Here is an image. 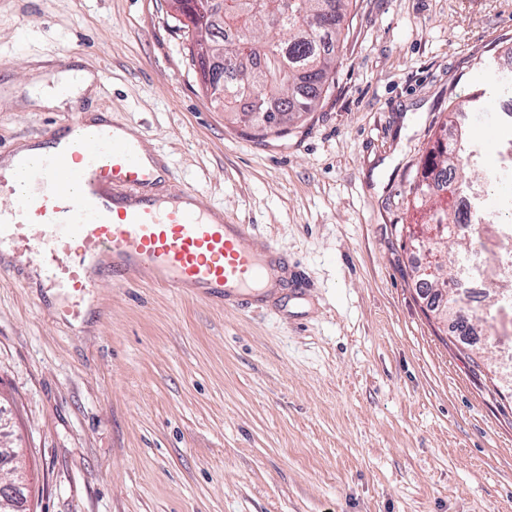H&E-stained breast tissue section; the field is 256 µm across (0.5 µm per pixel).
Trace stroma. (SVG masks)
Instances as JSON below:
<instances>
[{"label":"stroma","mask_w":512,"mask_h":512,"mask_svg":"<svg viewBox=\"0 0 512 512\" xmlns=\"http://www.w3.org/2000/svg\"><path fill=\"white\" fill-rule=\"evenodd\" d=\"M334 83L256 139L197 83L168 0H0V146L97 111L177 185L252 224L307 288L276 311L98 282L72 299L0 265V445L26 512H512L499 318L465 345L412 276L411 188L452 102L512 47V0H353ZM94 74L57 106L25 87Z\"/></svg>","instance_id":"35a3bbf8"}]
</instances>
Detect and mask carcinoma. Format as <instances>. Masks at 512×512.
Here are the masks:
<instances>
[{
	"mask_svg": "<svg viewBox=\"0 0 512 512\" xmlns=\"http://www.w3.org/2000/svg\"><path fill=\"white\" fill-rule=\"evenodd\" d=\"M350 0H288V10H283V0H233L224 5V26L215 27L212 16L198 7V0H181L180 15L175 17L178 29L189 41L188 52L192 66H200L197 77L203 92L214 107L237 116L255 131L258 138L281 136L288 132L287 125L304 114L315 111L322 94L330 89V73L339 61V42L342 24ZM234 30L238 41L253 47L249 59L259 66L241 67L216 73L217 66L195 56L194 48L203 37L217 42L224 41V32ZM465 112L461 106L448 110V120L443 128L455 131L452 140L438 154H429L425 168H439L438 176L444 181L442 192L437 193L428 185H417L415 199L419 206L430 205L433 215L422 223L456 224L454 198L448 196V187L457 182L466 187L473 169L457 161L460 153L480 155L476 143L467 140L460 123ZM502 140L511 148L502 159L497 174L487 181L489 187L505 182L512 183V126ZM502 220L492 229L505 239H512V194L498 203ZM412 245L439 255L437 275L426 276L415 268L417 279H427L429 286L445 288L454 272L466 266L472 243L458 237L453 246L429 236L410 235ZM435 318L448 325L450 333L460 335L463 319L451 307L442 311L432 310Z\"/></svg>",
	"mask_w": 512,
	"mask_h": 512,
	"instance_id": "1",
	"label": "carcinoma"
}]
</instances>
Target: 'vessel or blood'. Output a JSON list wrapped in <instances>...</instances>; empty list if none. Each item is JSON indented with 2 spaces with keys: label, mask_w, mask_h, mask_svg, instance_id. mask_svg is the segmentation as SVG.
<instances>
[{
  "label": "vessel or blood",
  "mask_w": 512,
  "mask_h": 512,
  "mask_svg": "<svg viewBox=\"0 0 512 512\" xmlns=\"http://www.w3.org/2000/svg\"><path fill=\"white\" fill-rule=\"evenodd\" d=\"M44 153L0 151V243L36 247L53 287L83 295L97 280L150 281L227 307L274 303L294 281L262 234L172 184L131 125L76 118L44 130ZM167 183L155 194L158 183Z\"/></svg>",
  "instance_id": "obj_1"
}]
</instances>
